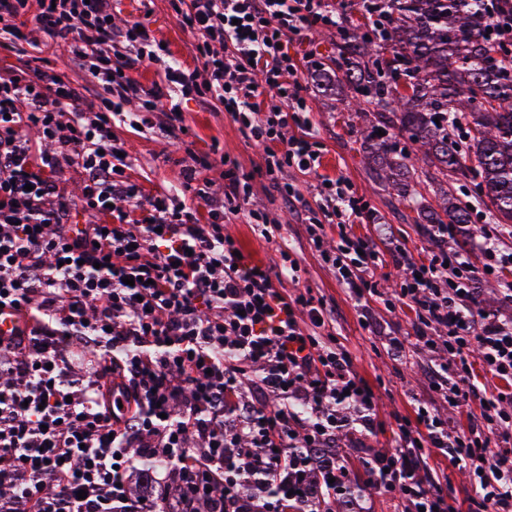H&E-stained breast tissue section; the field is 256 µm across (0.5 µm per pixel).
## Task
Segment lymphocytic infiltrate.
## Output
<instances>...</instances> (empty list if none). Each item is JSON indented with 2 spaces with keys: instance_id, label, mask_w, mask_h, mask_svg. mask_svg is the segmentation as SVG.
<instances>
[{
  "instance_id": "lymphocytic-infiltrate-1",
  "label": "lymphocytic infiltrate",
  "mask_w": 512,
  "mask_h": 512,
  "mask_svg": "<svg viewBox=\"0 0 512 512\" xmlns=\"http://www.w3.org/2000/svg\"><path fill=\"white\" fill-rule=\"evenodd\" d=\"M197 34L200 66L167 61L141 22L116 26L112 0H0V49L36 31L62 46L99 89L97 109L64 75L0 73V310L20 326L0 338V512H367L338 433L376 426L374 385L336 341V318L298 281L291 250L278 268L255 261L225 234L234 217L273 239L281 226L252 198V178L223 154L192 155L181 198L146 192L126 173L125 144L112 133L129 99L141 124L170 140L179 102L226 107L240 132L264 151L259 173L283 205L304 213L319 259L381 334L372 304L410 307L413 337L442 351L426 369V398L395 419V450H373L366 474L394 495L400 512H457L448 484L431 480L444 457L469 468L468 512H512V316L476 317L479 282L502 280L512 302V232L425 224L435 248L414 257L399 239L352 232L373 220L343 178L317 183L312 198L288 171L316 172L321 148L290 38L335 27L334 0H169ZM162 65L143 89L136 65ZM45 143L36 151L29 136ZM82 169L80 197L62 182ZM221 166L224 191L208 173ZM196 201V208L185 205ZM85 223H71L73 210ZM338 234L324 244L327 228ZM480 252L482 267L468 256ZM404 277L379 289L385 264ZM501 381L490 391L478 371ZM255 374L252 394L241 383ZM479 405L468 430L451 434L436 402Z\"/></svg>"
}]
</instances>
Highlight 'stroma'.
Wrapping results in <instances>:
<instances>
[{
  "instance_id": "stroma-1",
  "label": "stroma",
  "mask_w": 512,
  "mask_h": 512,
  "mask_svg": "<svg viewBox=\"0 0 512 512\" xmlns=\"http://www.w3.org/2000/svg\"><path fill=\"white\" fill-rule=\"evenodd\" d=\"M120 17L141 21L154 31L156 37L165 42L170 60L184 66H196L197 39L173 15L168 0H151L147 6L142 5L141 0H122ZM0 68L27 73L36 69L65 73L82 89L87 103L95 105L99 102L96 86L62 48L50 45L33 48L22 42L16 50L0 52ZM306 97L311 110V133L321 144L322 156L316 174L293 172L292 177L302 193H309L311 184L316 183L318 177L345 178L374 209L375 223L389 225L392 233L406 243L414 256H428L433 245L413 223L411 211L370 178L368 159L358 133L361 120L345 104L337 102L334 96L315 88H307ZM180 111L185 133L178 143L159 138L148 130L138 129L126 122L113 128L114 134L125 142L129 152L132 179L143 184L147 190L176 193L189 153L207 152L215 141L220 143L224 153L238 162L244 172H253L262 166V148L253 145L240 133L221 106L185 100L180 104ZM253 201L280 222V237L273 241L259 237L240 217L226 225V232L238 238L255 259L272 267L280 261V247H290L300 266V288L310 289L328 308L335 310L337 342L353 351L354 368L359 375L379 386L380 426L366 434L367 447H392L391 426L394 417L409 414L413 398L424 395L423 368L439 360V353L412 350L406 359L393 360L382 341L363 329L354 300L348 297L334 274L320 263L311 250L300 216L283 208L276 192L260 182L255 185ZM375 223L356 224L352 230L361 236H371L375 233ZM363 450L350 449L344 459L359 494L369 512H396L397 502L392 495L369 485L360 466Z\"/></svg>"
}]
</instances>
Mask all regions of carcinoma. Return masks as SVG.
<instances>
[{
  "mask_svg": "<svg viewBox=\"0 0 512 512\" xmlns=\"http://www.w3.org/2000/svg\"><path fill=\"white\" fill-rule=\"evenodd\" d=\"M391 10L336 29V95L365 122L375 184L417 210L416 224L512 223V30L485 33L479 0H389ZM389 56H384V52ZM385 135H378V131ZM440 187L439 209L407 195L401 175ZM476 183L480 209L453 185Z\"/></svg>",
  "mask_w": 512,
  "mask_h": 512,
  "instance_id": "1",
  "label": "carcinoma"
}]
</instances>
